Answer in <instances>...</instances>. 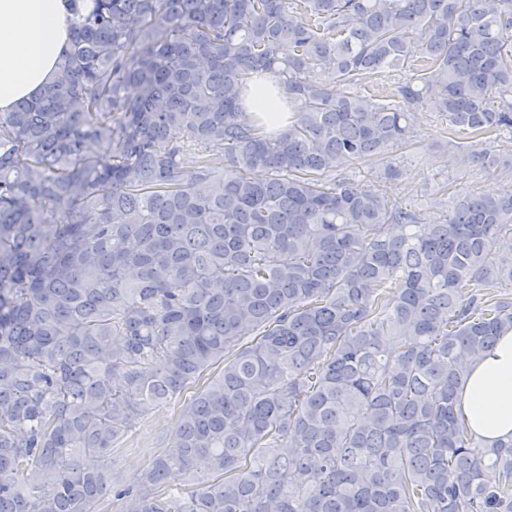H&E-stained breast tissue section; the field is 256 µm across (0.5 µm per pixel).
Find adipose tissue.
<instances>
[{
    "instance_id": "1",
    "label": "adipose tissue",
    "mask_w": 512,
    "mask_h": 512,
    "mask_svg": "<svg viewBox=\"0 0 512 512\" xmlns=\"http://www.w3.org/2000/svg\"><path fill=\"white\" fill-rule=\"evenodd\" d=\"M69 0H0V112L20 100L39 97L51 85L68 47ZM244 103L270 105L269 128L286 125L285 94L268 77H253ZM476 440L490 444L512 437V331L470 363L457 405Z\"/></svg>"
}]
</instances>
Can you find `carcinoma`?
<instances>
[{
    "label": "carcinoma",
    "instance_id": "obj_1",
    "mask_svg": "<svg viewBox=\"0 0 512 512\" xmlns=\"http://www.w3.org/2000/svg\"><path fill=\"white\" fill-rule=\"evenodd\" d=\"M262 73L292 113L271 135L242 112ZM420 112L512 179L486 150L512 132V0H94L0 112V512H512V439L456 411L512 330L487 293L512 285V183L435 217L332 178ZM218 363L175 449L113 474ZM220 368L214 366L204 373L206 376L198 384L185 390L171 405L157 409L139 420L133 431L113 450V471L121 478L132 481L148 467L154 455L173 450L180 409L201 389L206 379Z\"/></svg>",
    "mask_w": 512,
    "mask_h": 512
}]
</instances>
